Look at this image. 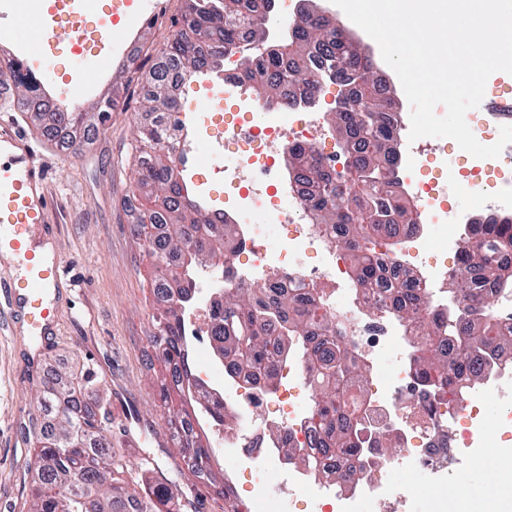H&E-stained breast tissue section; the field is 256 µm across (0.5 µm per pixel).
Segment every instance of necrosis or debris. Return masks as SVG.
I'll return each mask as SVG.
<instances>
[{
    "label": "necrosis or debris",
    "mask_w": 512,
    "mask_h": 512,
    "mask_svg": "<svg viewBox=\"0 0 512 512\" xmlns=\"http://www.w3.org/2000/svg\"><path fill=\"white\" fill-rule=\"evenodd\" d=\"M129 0H52L36 46L20 54L32 68L54 62L58 20L78 33L72 56L111 49L106 33L115 26L135 31L162 25L160 12L129 9ZM255 47L241 41L229 50L223 67L204 69L178 80L185 110L177 116L183 133L176 153L196 156L184 170L192 197L209 221L232 219L231 246L223 269L197 282L198 299L185 311L184 335L191 338L190 358L206 389L224 384V405L235 418L214 422L215 442L233 465L234 477L250 485L254 512H408L407 480L428 485L457 479L470 464L481 462L487 439L499 450L498 478L512 485V355L488 348L481 356L475 384L448 399L428 392L416 376L415 343L423 319L447 318L448 303L463 285V242L476 223L489 224L512 213V150L492 159H472L447 178L422 173L430 157L446 152V141H409L410 115L392 112L399 130L396 186L411 205L415 221L403 225L395 252L377 249L381 282L363 284L352 277L335 226L315 223L306 207L308 185L300 170H289V148L315 151L327 171L339 172L352 160L348 141L329 143L326 128L334 113L324 92L289 89L291 106L269 102L255 108L243 78L255 61ZM239 118L214 133V119L229 110ZM223 195H216V185ZM465 191L478 204L457 209L454 197ZM277 235H270L269 225ZM402 273L419 287L422 305L400 312L388 299L383 279ZM283 288L313 300L319 313L342 326L351 358L364 369L363 393L343 378L329 390L341 402H357L364 430L359 447L341 453L325 448L316 410L320 391L312 381L310 346L280 362L274 383H266L242 363L216 364L212 355L215 315L224 287ZM505 405L495 435H488L486 404ZM316 459L317 470L303 466Z\"/></svg>",
    "instance_id": "obj_1"
}]
</instances>
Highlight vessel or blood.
<instances>
[{
	"mask_svg": "<svg viewBox=\"0 0 512 512\" xmlns=\"http://www.w3.org/2000/svg\"><path fill=\"white\" fill-rule=\"evenodd\" d=\"M6 142L0 148V253L10 252L20 271L8 281L13 304L23 311L30 329L42 335L56 320L46 294L60 281L62 269L58 261L37 252L33 238L51 233L53 209L42 176L29 163L25 135L15 132Z\"/></svg>",
	"mask_w": 512,
	"mask_h": 512,
	"instance_id": "b4317fda",
	"label": "vessel or blood"
}]
</instances>
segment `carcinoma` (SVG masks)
Returning a JSON list of instances; mask_svg holds the SVG:
<instances>
[{
	"label": "carcinoma",
	"mask_w": 512,
	"mask_h": 512,
	"mask_svg": "<svg viewBox=\"0 0 512 512\" xmlns=\"http://www.w3.org/2000/svg\"><path fill=\"white\" fill-rule=\"evenodd\" d=\"M184 0L185 8L177 20L179 28L167 41L166 48L150 68L144 87L146 121L138 127V180L136 188L155 193L154 207L140 215V234L148 244V257L158 272L171 264L184 270L186 286L176 289L168 306L156 321V332L150 336L152 346L166 368L180 366L182 378L160 382L159 397L172 440L182 456L191 461L192 474L212 485L217 479L211 471L214 449L203 443L206 431L186 432L190 419L203 414L224 419V403L213 401L202 406L200 380L193 373L190 348L182 333L181 315L195 301L197 267L201 261L217 268L224 265V240L216 229L203 226L204 216L182 181L178 162L181 157L169 149L173 128L168 115L178 110L172 95L174 77L193 74L224 63V51L244 38L263 46L254 67L245 74L255 99L268 102L271 93L293 82L312 88L336 83L349 87V93L360 98L363 112H351L347 100H336L338 135L359 138L361 148L352 161L349 183L339 184L323 169L308 148L298 147L291 160L308 173L312 191L307 207L318 224L346 226L344 248L350 259L351 273L359 281H369L379 268L373 263L377 238L385 236V247L397 249L396 224H412L414 218L398 196L384 194L390 184L394 162L392 152L396 130L388 112L392 98L371 91L367 72L371 58L354 53L345 31L327 17L312 20L303 12L290 25L291 34L280 45L266 46V19L275 10V0ZM315 26L327 33L324 46L308 49L304 32ZM6 84L23 94V111L43 132L60 129L74 131L87 127V112L64 111L46 99L38 85V77L22 61H11L0 68V85ZM167 224L169 237L153 239L148 228ZM480 244L465 250L466 268L471 287L478 290L489 279H512V268L501 258L512 254V233L508 228L477 225ZM458 314L448 319V335L457 339L456 363L444 364L433 353L432 343H419L417 367L426 385L443 394L462 381H474L470 363L488 346L500 340L492 319L475 302L474 297L456 299ZM322 337L312 351L316 367L315 382L323 387L337 377L353 376L361 383L359 368L346 363L345 342L336 337V325L325 320L316 322L308 302L288 295L271 296L263 290H229L224 298V313L214 329L215 351L223 358L247 363L266 378L277 376L279 366L272 348L283 355L305 341ZM103 384L95 370L87 368L70 377H52L43 384L38 396L42 407L61 408L58 424H46L34 434V454L38 460L31 487V512H181L180 503L163 481H157L141 493L129 492L114 477L123 464L112 455V414L110 404L101 397ZM318 416L328 438L338 448L355 447L362 429L357 409L324 397Z\"/></svg>",
	"instance_id": "cac0c4a2"
}]
</instances>
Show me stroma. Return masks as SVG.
<instances>
[{"mask_svg": "<svg viewBox=\"0 0 512 512\" xmlns=\"http://www.w3.org/2000/svg\"><path fill=\"white\" fill-rule=\"evenodd\" d=\"M165 24L140 32L139 46L126 68H113L97 83L95 97L81 99L93 111L105 97L117 110L105 127L64 146L42 136L19 112L0 110V131L13 127L27 135L34 163L44 170L56 216L54 247L65 278L52 292L56 333L38 339L11 317L0 296V512H29L35 471L32 424H43L38 395L53 372L73 374L93 367L112 403V453L126 465L128 489L143 487L139 460L150 457L186 512H224L215 488L199 482L177 451L158 405L163 362L150 343L158 309L152 292L153 267L138 235L140 211L152 201L133 194L137 178L135 124L142 118L143 82L151 58L167 43L183 0H160ZM472 512H512V495L491 470L472 469L467 480Z\"/></svg>", "mask_w": 512, "mask_h": 512, "instance_id": "obj_1", "label": "stroma"}]
</instances>
